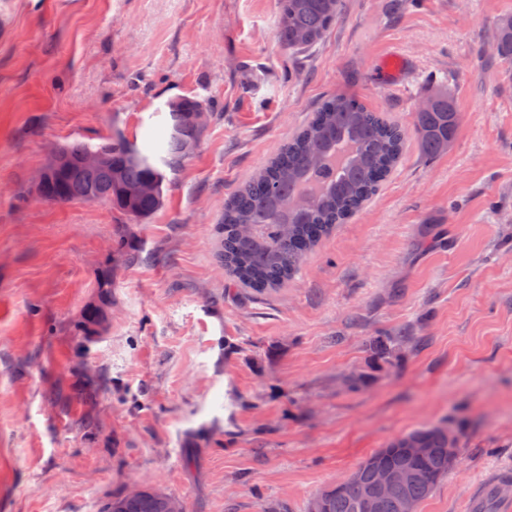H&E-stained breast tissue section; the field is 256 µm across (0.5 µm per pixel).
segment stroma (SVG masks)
<instances>
[{
	"mask_svg": "<svg viewBox=\"0 0 512 512\" xmlns=\"http://www.w3.org/2000/svg\"><path fill=\"white\" fill-rule=\"evenodd\" d=\"M278 0H0V512H100L143 484L186 512H306L390 440L448 423L458 460L419 512H473L512 477V0H343L316 45L276 35ZM391 51L413 78L390 85ZM447 153L409 142L392 177L287 286L217 258L224 201L329 95L405 128L437 86ZM208 105L162 210L38 199L54 146L147 153L168 100ZM124 234L135 261L113 252ZM98 308L104 322L83 336ZM407 332L397 358L375 336ZM362 375L358 388L345 381ZM410 340V336H375L370 341L372 353L380 359L392 360L396 356V351L404 343Z\"/></svg>",
	"mask_w": 512,
	"mask_h": 512,
	"instance_id": "stroma-1",
	"label": "stroma"
}]
</instances>
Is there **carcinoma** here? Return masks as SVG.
Returning a JSON list of instances; mask_svg holds the SVG:
<instances>
[{
	"label": "carcinoma",
	"mask_w": 512,
	"mask_h": 512,
	"mask_svg": "<svg viewBox=\"0 0 512 512\" xmlns=\"http://www.w3.org/2000/svg\"><path fill=\"white\" fill-rule=\"evenodd\" d=\"M277 38L290 51L315 45L340 17L342 0H278ZM505 16L498 22V54L512 59V25ZM207 109L195 97L183 96L168 105V117L181 114L185 133L169 129L161 144L163 167L141 153L136 145L121 137L98 144L75 143L61 146L71 158L87 151H99L111 163L96 169H78L68 174L65 194L50 185L47 199L67 203L82 199L87 191L112 196V201L130 218L142 221L165 202V169L176 170L189 158L193 141L200 139L204 126L190 121L189 113ZM459 126V116L448 89L441 88L428 108L416 112L413 134L426 156L448 152ZM406 142L404 129L381 112H375L357 98L336 94L325 99L305 125L256 175L224 202V221L219 232L218 259L239 286L263 294L288 284L305 257L336 225L345 223L378 191L395 169ZM347 147L344 163L337 167L331 159L336 148ZM153 180L158 189L149 195H128L140 183ZM248 224L244 236L239 226ZM410 337L375 336L372 353L391 360ZM412 443L434 452L424 458H409L401 449ZM459 437L425 426L388 442L372 458L390 466L408 469L413 478L386 497L379 512H398L396 499L426 498L448 475V445ZM373 484L368 464L357 467L355 478L341 486L330 485L318 492L327 502L326 512H363L362 500ZM173 497L153 488L131 497H116L101 512H169Z\"/></svg>",
	"instance_id": "1"
}]
</instances>
